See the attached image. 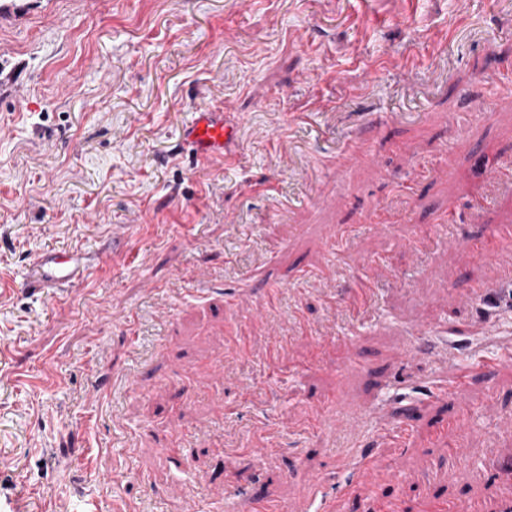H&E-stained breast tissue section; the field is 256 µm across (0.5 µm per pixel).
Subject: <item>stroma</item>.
<instances>
[{
  "label": "stroma",
  "mask_w": 512,
  "mask_h": 512,
  "mask_svg": "<svg viewBox=\"0 0 512 512\" xmlns=\"http://www.w3.org/2000/svg\"><path fill=\"white\" fill-rule=\"evenodd\" d=\"M201 108L237 121V152L183 145ZM478 155L512 160V0H0V512L493 496L512 306L468 297L495 269L463 238L512 225V192ZM47 248L86 279L20 288Z\"/></svg>",
  "instance_id": "obj_1"
}]
</instances>
